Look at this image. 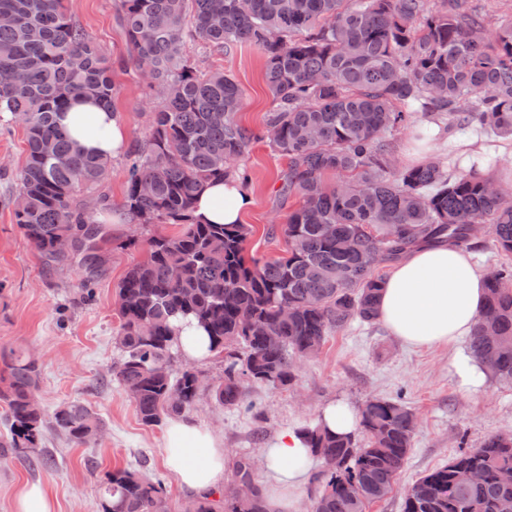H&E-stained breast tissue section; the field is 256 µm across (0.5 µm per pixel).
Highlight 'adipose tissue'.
Listing matches in <instances>:
<instances>
[{
	"mask_svg": "<svg viewBox=\"0 0 512 512\" xmlns=\"http://www.w3.org/2000/svg\"><path fill=\"white\" fill-rule=\"evenodd\" d=\"M59 126L86 152L117 159L127 151L123 113L98 101L79 98L57 117ZM252 204L249 189L229 175L204 183L193 217L204 224H239ZM485 275L471 251L445 244L424 246L393 265L382 285L378 320L412 347H448L461 387L484 386V366L460 347L469 337L485 302ZM310 450L297 430L281 434L266 450L269 512H295L297 491ZM164 458L180 486L203 494L224 484L225 448L221 435L184 413L170 417Z\"/></svg>",
	"mask_w": 512,
	"mask_h": 512,
	"instance_id": "obj_1",
	"label": "adipose tissue"
}]
</instances>
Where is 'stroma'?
<instances>
[{"mask_svg":"<svg viewBox=\"0 0 512 512\" xmlns=\"http://www.w3.org/2000/svg\"><path fill=\"white\" fill-rule=\"evenodd\" d=\"M121 0H64L74 23L98 45L111 68L115 85L113 106L123 112L128 140L141 142L157 102L130 56L118 23ZM189 63L202 71L224 70L243 91L240 122L262 129L273 99L266 86L265 59L255 48L239 46L225 52H203L188 44ZM472 129L438 135L432 155L449 174L475 157L497 154L499 166L487 169L499 179L512 164V136L487 134L473 141ZM26 143L21 123L0 122V356L25 354L39 369L36 396L46 420L42 446L54 458L53 467L32 470L15 458L0 457V512H13L17 488L42 484L55 512H102L99 482L117 467H133L166 488L169 512H185L196 495L184 491L164 462V426L142 425L135 404L113 377L122 358L116 336V288L125 272L146 256L148 239L172 234L170 224L116 226L125 192L124 159L112 161L105 186L110 210L98 221L106 232L111 261L105 275L84 289V272L73 266L47 271L35 246L13 220L17 174ZM251 181L253 204L244 217L251 233L247 253L260 260L283 256L287 248L282 227L296 197L282 192L288 160L268 142L254 143L242 160ZM447 348H410L380 323L352 322L327 337L319 352L297 359L291 385L274 388L245 381L251 410L228 409L203 396L190 414L222 433L226 448L225 481L235 478V464L252 460L257 481L265 479L264 450L285 429L312 425L329 404L360 410L369 400L402 401L417 417L412 447L393 492L372 504L368 512H402L404 493L416 479L448 464L461 449L478 447L493 434L512 433V384L487 379L478 390L461 389L448 364ZM78 400L102 419L105 430L93 444L69 443L53 426L55 409Z\"/></svg>","mask_w":512,"mask_h":512,"instance_id":"stroma-1","label":"stroma"}]
</instances>
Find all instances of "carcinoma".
Returning <instances> with one entry per match:
<instances>
[{
    "label": "carcinoma",
    "instance_id": "cac0c4a2",
    "mask_svg": "<svg viewBox=\"0 0 512 512\" xmlns=\"http://www.w3.org/2000/svg\"><path fill=\"white\" fill-rule=\"evenodd\" d=\"M0 113L25 130L14 220L34 244L44 267L61 270L73 257L55 249L68 234L102 252L99 208L111 162L83 152L56 124L72 100L93 92L112 106L110 67L92 38L66 12L64 0H0ZM118 22L133 63L157 94L149 132L125 171L123 206L137 223L176 224L173 235H153L145 259L118 285L116 340L124 358L114 370L135 385L142 423L192 408L206 392L192 369L172 375L178 346L173 321L191 319L225 354L224 380L215 398L246 410L242 381L271 387L294 379V363L354 320L372 322L383 278L360 262L372 251L395 263L422 243L448 241L472 249V226L486 231L497 251L512 254V189L475 168L448 175L437 162L393 163L392 136L427 112L447 128L480 127L512 135V24L487 27L473 0H121ZM213 51L249 45L266 61L274 106L257 132L237 119L243 93L221 69L201 73L184 57L189 41ZM288 159L282 191L299 197L284 229L286 255L261 261L246 256L244 224H197L192 207L200 185L229 174L261 139ZM52 144L54 153L44 147ZM334 173L336 184L324 176ZM336 234L328 236L322 225ZM485 315L512 340V263L486 278ZM283 337L267 346L249 321ZM469 353L488 376L512 381V354L492 359L476 324ZM0 401V456L48 468L41 447L43 411L34 394L36 364L16 354L4 360ZM55 427L75 445L97 439L104 424L79 401L61 404ZM364 436L336 435L316 424L302 427L313 457L337 460L312 473L321 486L313 512H364L396 483L412 447L414 413L402 402L376 398L358 414ZM475 466L483 481L454 484L455 468ZM512 467V435H492L418 479L430 495H405L402 512H504L512 486L499 471ZM235 477L249 482L243 502L205 496L185 512H267L250 465ZM103 512H168L161 481L124 467L100 487Z\"/></svg>",
    "mask_w": 512,
    "mask_h": 512
}]
</instances>
